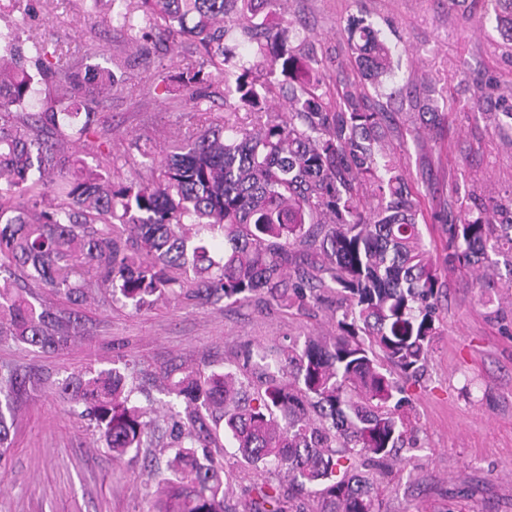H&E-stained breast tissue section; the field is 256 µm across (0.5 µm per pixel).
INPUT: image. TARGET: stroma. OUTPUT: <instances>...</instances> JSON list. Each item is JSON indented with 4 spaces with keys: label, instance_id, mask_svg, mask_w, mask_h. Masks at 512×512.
<instances>
[{
    "label": "stroma",
    "instance_id": "35a3bbf8",
    "mask_svg": "<svg viewBox=\"0 0 512 512\" xmlns=\"http://www.w3.org/2000/svg\"><path fill=\"white\" fill-rule=\"evenodd\" d=\"M109 8V0H31L24 14L13 0H0V26L22 20L27 35L51 41L65 60L87 56L105 66L110 55L130 56L120 89L99 107L107 143L82 155L89 164L148 177L142 148L162 154L187 129L222 115L224 102L215 99L204 114L182 99L150 95L153 73L133 61L144 46V23L128 31L101 27L98 17ZM354 15L393 51L394 72L372 96L391 114L389 149L419 195L430 254L441 257L443 214L512 204V41L496 24L492 0H288L298 45L332 59L336 84L361 81L345 37ZM395 87L402 95L391 96ZM422 100L444 113L441 123L422 124ZM438 305L427 370L409 387L418 446L395 463L385 507L512 512V271L501 262L448 272ZM79 317V336L55 353L0 341V365L45 379L14 403L13 443L0 458V512H149L151 472L166 466L160 449L168 437L113 459L93 421L56 392V381L111 368L113 346L122 345L136 377L137 404L156 417L167 413L163 376L227 370L246 345L270 349L336 334V318L324 308L162 298L138 311L101 288Z\"/></svg>",
    "mask_w": 512,
    "mask_h": 512
}]
</instances>
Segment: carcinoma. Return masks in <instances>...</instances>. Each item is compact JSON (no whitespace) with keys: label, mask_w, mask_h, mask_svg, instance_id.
Instances as JSON below:
<instances>
[{"label":"carcinoma","mask_w":512,"mask_h":512,"mask_svg":"<svg viewBox=\"0 0 512 512\" xmlns=\"http://www.w3.org/2000/svg\"><path fill=\"white\" fill-rule=\"evenodd\" d=\"M512 41V0H494ZM105 23L188 43L199 61L156 86L210 112V78L229 115L184 133L156 177L120 178L66 152L96 134L98 108L118 90L116 70L61 62L44 43L24 47L0 28V341L54 353L79 316L35 304L42 286L74 306L104 288L140 309L187 295L213 304L258 297L286 308L329 298L336 336H312L271 353L241 351L233 369L191 371L164 391L170 414L167 469L154 512H235L215 465L219 428L256 469L288 485H253L250 512H382L379 483L416 447L404 411L406 383L426 369L438 336L439 270L473 268L512 254V219L497 209L444 224L447 252L432 259L417 195L383 151L389 115L351 84L330 87L325 60L293 46L283 0H112ZM238 28L250 44H226ZM346 40L357 71L378 85L394 71L391 48L364 20ZM210 72H204V69ZM252 117L247 129L231 116ZM400 377H394V370ZM30 376L0 368L10 404ZM95 421L116 457L147 448L153 422L134 404L133 376L89 369L57 384ZM13 419L0 408V457Z\"/></svg>","instance_id":"cac0c4a2"}]
</instances>
